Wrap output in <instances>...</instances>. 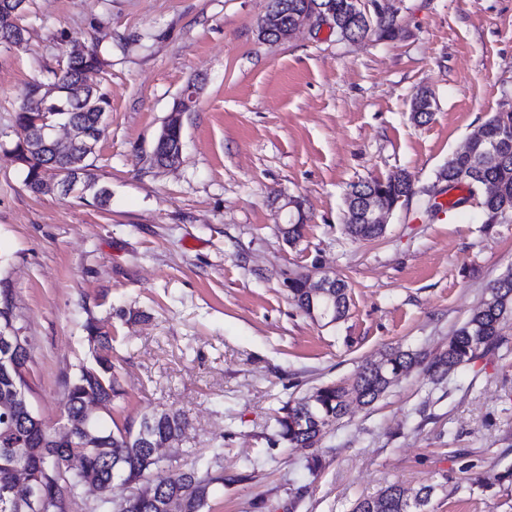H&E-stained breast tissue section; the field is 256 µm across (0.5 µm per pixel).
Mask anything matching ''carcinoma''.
I'll return each mask as SVG.
<instances>
[{"mask_svg":"<svg viewBox=\"0 0 512 512\" xmlns=\"http://www.w3.org/2000/svg\"><path fill=\"white\" fill-rule=\"evenodd\" d=\"M18 0H0V44L20 47L26 41V28L21 24L25 10H16ZM284 4L282 25L292 24L299 13L325 5L336 7V22L354 25L356 36L374 32L390 38L396 29V16L379 10L369 16L364 25H357V15L350 10L349 0H279ZM103 62L97 52L74 42L53 72L49 84H31L19 106L16 122L19 140L16 156L27 167L23 180L33 193L50 191L49 182L58 177L68 183L65 193L76 194L84 201L103 206L110 197L105 187L91 172L90 156L98 141L105 116L111 109L110 99L101 92ZM432 115L431 96L423 91L411 106V118L424 123ZM69 123L88 133L84 146L66 149L36 136L45 120ZM476 150L455 154L441 169L438 179L448 186H463L470 194L480 191L479 183L494 189L492 195H481L485 223L512 222V110H499L479 129ZM182 129L172 125L167 140L155 144L154 162L169 166V152L177 149ZM377 194L378 202L393 205L399 198L414 194L413 184L406 173L385 182L361 181L353 185L350 195L359 199ZM345 230L355 240L381 236L385 229L364 221L345 224ZM307 273L293 271L288 276V291L292 300L306 315L334 323L348 310V286L336 281L329 296L313 298L304 287ZM17 315L9 289L0 290V334L14 327ZM512 318V273L497 281L470 317L450 336L448 348L439 355L428 357L423 351L413 352L399 347L382 355L379 362L365 365L352 383H329L311 393L287 401L282 415L276 418L278 434L288 443L302 448L314 447L324 430L347 414L350 405H369L390 387L395 378L417 364L443 378L458 367L486 353L496 345L500 331ZM89 340L98 342L104 352L95 355V364L81 365L66 381L67 422L69 432L59 438L29 405L30 386L25 372L12 369L7 361L16 360L15 351L0 346V512H28V506L18 503L13 494L3 490L14 485L19 472L39 475L43 484V506L39 512H64L65 501L82 496L84 488L94 483L105 489L91 506L90 512H203L215 486L224 483V476L211 474L210 466L192 463L172 480H151L152 472L160 467L157 446L178 440L186 427L181 415L166 410L143 416L137 422L109 429L99 417L85 415V404L91 397L107 403L120 395V385L112 360L107 354L112 338L96 335L88 326ZM116 482L126 484L138 493L128 495L118 504L110 492ZM434 487L424 485L409 490L400 484L389 485L375 498L358 500L352 512H426Z\"/></svg>","mask_w":512,"mask_h":512,"instance_id":"carcinoma-1","label":"carcinoma"}]
</instances>
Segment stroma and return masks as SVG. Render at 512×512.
<instances>
[{
  "label": "stroma",
  "instance_id": "1",
  "mask_svg": "<svg viewBox=\"0 0 512 512\" xmlns=\"http://www.w3.org/2000/svg\"><path fill=\"white\" fill-rule=\"evenodd\" d=\"M266 6L32 0L26 46L0 45V289L33 346L32 408L62 432L65 381L91 359L92 325L112 338L122 390L103 422L184 416L153 478L211 463L224 483L205 512H351L395 482L433 486L429 512H512V320L495 349L440 381L413 367L314 447H292L274 421L390 348L442 353L512 271V222L484 223L475 198L448 206L437 178L512 102V0H395V36L355 42L325 25L263 40ZM75 38L97 49L112 100L91 157L103 207L27 191L13 154L27 88L52 81ZM192 81L182 158L156 166ZM422 89L433 112L419 125L410 108ZM401 170L414 195L382 236L351 238V185ZM280 194L303 202L293 246L272 205ZM293 271L344 280L345 317L297 308Z\"/></svg>",
  "mask_w": 512,
  "mask_h": 512
}]
</instances>
